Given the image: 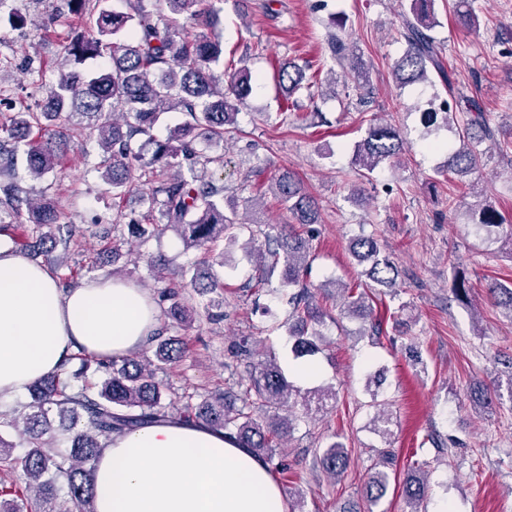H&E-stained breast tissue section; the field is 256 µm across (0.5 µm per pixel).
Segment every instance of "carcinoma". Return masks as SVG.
I'll use <instances>...</instances> for the list:
<instances>
[{
    "label": "carcinoma",
    "mask_w": 512,
    "mask_h": 512,
    "mask_svg": "<svg viewBox=\"0 0 512 512\" xmlns=\"http://www.w3.org/2000/svg\"><path fill=\"white\" fill-rule=\"evenodd\" d=\"M70 13L81 16L86 5L94 3L95 20L91 32H76L64 47L60 76L49 87L46 100L35 112L29 106L0 121V236L16 242L14 219L27 215V248L38 253L45 245L68 251L77 232L74 224L61 223L57 209L56 182L48 176L59 166L60 158L71 149L70 132L75 128L97 131L100 150L94 168L119 198L134 186L138 178H147L145 189L148 209L129 217L128 234L141 240L173 230L188 247L211 250L223 237L233 245L245 229L236 222L235 212L224 209V187L211 179L210 166L224 165V155H211L203 145L224 139L236 124L237 115L253 89V78L245 67L233 70L223 87L216 85L212 67L224 63L221 41L201 32L194 37L183 33L178 17L188 15L205 28L220 21V9L210 7L203 13L193 11L197 0H166L169 14L148 9L144 0H131L126 12L109 8L108 0H66ZM411 17L403 22L401 36L407 43L396 61L393 74L402 87L426 85L429 71H435L448 87V97L434 95L428 115L445 114L448 133V171L462 176L475 172L484 151L480 146L495 138L487 123L479 98L456 92L434 37L433 0H408ZM455 18L465 28L476 24L469 0H456ZM332 57L348 66L356 87L366 86L367 75L362 60L339 35L329 36ZM309 67L292 62L279 66L280 84L288 94L317 85V76L307 74ZM176 112L184 120L169 129L165 139L153 137L152 131L164 114ZM145 138L151 151L134 149L136 137ZM409 150L400 130L387 122L373 120L367 134L355 148L357 165L374 171L386 161L399 159ZM24 158L27 173L37 180H47L39 197H33L14 177L18 158ZM140 174H135V171ZM271 189L293 216L295 223L268 237L274 247L266 250L248 242L247 252L258 256L260 280L280 271L281 287L296 288L288 303L296 317L289 331L295 358L319 350L320 334L314 330L321 313L313 304L306 283L312 250L310 227L320 223L318 204L305 191L296 173L284 169L273 178ZM10 221H5V218ZM471 232L485 242L499 239L502 218L490 204H479L469 224ZM352 255L367 264L365 285L348 286L334 282L342 293V311L363 320L370 316L366 288H392L399 270L372 236L351 239ZM189 285L200 294H216L210 306H224V273L200 275L184 269ZM491 294L512 318V286L494 282ZM164 313L171 322L187 327L195 310L183 300L180 289L172 286L159 294ZM156 341L154 359L142 362L127 355L86 363L78 373L60 370L36 381L29 389V399L18 407L0 412V512H96L93 472L101 448L112 435L168 418L185 422L202 421L229 431L252 453L276 467L275 449L290 435L293 419L280 411L290 399H301L306 412L323 409L331 393L329 388L302 392L287 379L276 356L264 354L249 363L248 384L241 405L223 394H210L196 403L187 401L170 412L165 402L166 388L157 379V371L183 357L185 347L177 336H151ZM59 419L68 448L61 450L50 416ZM14 432L18 441L7 440L5 432ZM26 447L15 454V448ZM322 469L336 479L346 470L348 453L339 441H330L318 450ZM391 457L378 455L371 472L366 495V512H375L390 484L387 471ZM21 471L24 483L11 480ZM64 484L68 498L55 503L57 485ZM409 500H421L426 491V474H406Z\"/></svg>",
    "instance_id": "carcinoma-1"
}]
</instances>
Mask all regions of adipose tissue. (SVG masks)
Segmentation results:
<instances>
[{
  "instance_id": "obj_1",
  "label": "adipose tissue",
  "mask_w": 512,
  "mask_h": 512,
  "mask_svg": "<svg viewBox=\"0 0 512 512\" xmlns=\"http://www.w3.org/2000/svg\"><path fill=\"white\" fill-rule=\"evenodd\" d=\"M158 309L127 279L62 289L44 265L0 244V399L25 396L67 355L137 350ZM96 512H287L268 465L204 422L171 419L113 436L95 474Z\"/></svg>"
}]
</instances>
